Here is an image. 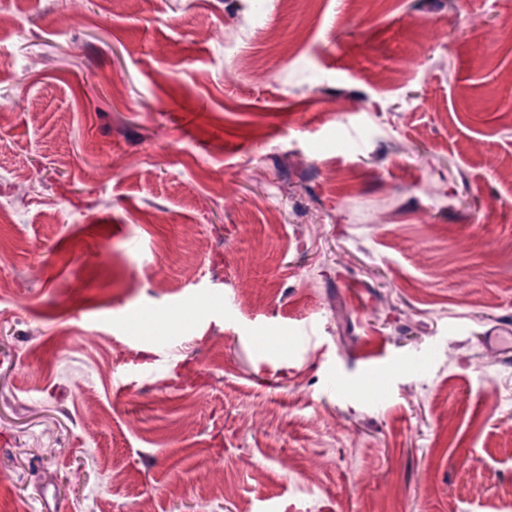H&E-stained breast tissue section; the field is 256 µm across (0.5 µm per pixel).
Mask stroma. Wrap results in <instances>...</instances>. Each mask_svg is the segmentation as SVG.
Returning a JSON list of instances; mask_svg holds the SVG:
<instances>
[{
  "label": "stroma",
  "instance_id": "stroma-1",
  "mask_svg": "<svg viewBox=\"0 0 512 512\" xmlns=\"http://www.w3.org/2000/svg\"><path fill=\"white\" fill-rule=\"evenodd\" d=\"M0 109V512H512V0H0Z\"/></svg>",
  "mask_w": 512,
  "mask_h": 512
}]
</instances>
